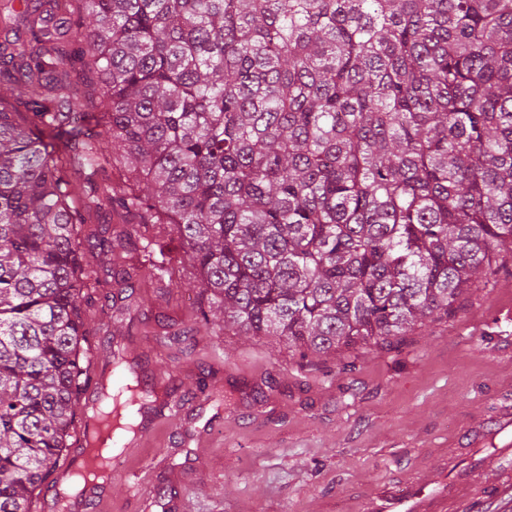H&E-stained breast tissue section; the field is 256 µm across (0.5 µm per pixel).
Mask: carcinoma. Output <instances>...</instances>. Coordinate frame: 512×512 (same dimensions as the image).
<instances>
[{"label": "carcinoma", "mask_w": 512, "mask_h": 512, "mask_svg": "<svg viewBox=\"0 0 512 512\" xmlns=\"http://www.w3.org/2000/svg\"><path fill=\"white\" fill-rule=\"evenodd\" d=\"M32 2L0 0V512L91 383V211L171 225L201 321L303 358L451 316L512 245V0Z\"/></svg>", "instance_id": "1"}]
</instances>
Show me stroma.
Here are the masks:
<instances>
[{"mask_svg":"<svg viewBox=\"0 0 512 512\" xmlns=\"http://www.w3.org/2000/svg\"><path fill=\"white\" fill-rule=\"evenodd\" d=\"M125 225L109 211L83 227L87 346L93 374L121 348L171 384L177 420L155 424L121 455L100 512H142L125 474L151 467L143 512L157 490L189 496L195 512H366L387 488L473 470L475 512H512L493 499L500 460L493 421L512 413V251L449 318L424 322L394 347L301 358L276 337L197 322L196 271L167 225L145 224L116 252L98 241ZM163 262L173 287L148 275L117 288V264ZM355 370L343 371L345 362ZM206 378L207 392L196 382Z\"/></svg>","mask_w":512,"mask_h":512,"instance_id":"stroma-1","label":"stroma"}]
</instances>
